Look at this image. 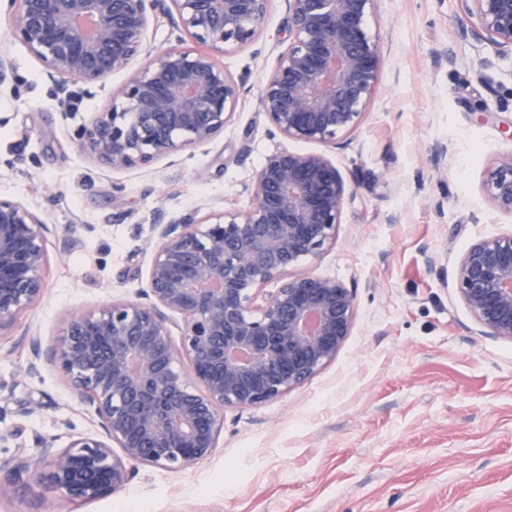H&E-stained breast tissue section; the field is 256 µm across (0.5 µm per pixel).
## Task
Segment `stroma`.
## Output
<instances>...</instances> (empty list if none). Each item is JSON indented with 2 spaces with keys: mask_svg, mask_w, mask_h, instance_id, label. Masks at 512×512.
<instances>
[{
  "mask_svg": "<svg viewBox=\"0 0 512 512\" xmlns=\"http://www.w3.org/2000/svg\"><path fill=\"white\" fill-rule=\"evenodd\" d=\"M469 27L460 0H377L378 82L357 128L330 147L284 138L261 108L290 43L285 0H271L255 40L217 57L244 86L223 133L176 164L112 170L77 132L126 74L88 92L71 84L60 105L0 8V53L12 64L0 86V197L54 227L45 294L0 337V431L15 433L0 462L38 458L43 438L64 446L100 431L55 365L26 373L27 331L47 349L71 314L134 298L153 253L146 217L248 208L256 169L278 149L327 154L343 176L336 237L298 271L355 291L336 357L277 399L225 408L209 457L181 470L133 464L127 485L91 502L35 478L11 487L0 469L10 488L0 512H512V341L481 335L455 288L468 247L512 230L483 190L497 156L512 152V59ZM34 402L43 408L32 414Z\"/></svg>",
  "mask_w": 512,
  "mask_h": 512,
  "instance_id": "1",
  "label": "stroma"
}]
</instances>
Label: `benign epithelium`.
I'll return each instance as SVG.
<instances>
[{
  "label": "benign epithelium",
  "instance_id": "benign-epithelium-1",
  "mask_svg": "<svg viewBox=\"0 0 512 512\" xmlns=\"http://www.w3.org/2000/svg\"><path fill=\"white\" fill-rule=\"evenodd\" d=\"M8 2L14 35L41 61L63 106L70 83L89 88L127 70L145 51L158 12L208 47L159 51L80 128L84 151L123 169L173 160L224 131L243 87L215 54L251 43L270 0ZM375 2L287 0L293 41L260 97L283 137L334 145L358 126L381 66L367 31ZM463 2L475 18L471 35L511 58L512 0ZM484 192L497 211L512 215V153L498 157ZM251 197L245 211L224 208L200 219L154 211L148 287L133 300L68 319L51 359L93 409L103 435L77 436L61 448L42 443L40 477L51 490L94 501L128 483L130 462L190 466L217 448L221 410L276 399L336 356L352 325L353 289L290 270L334 239L347 197L342 175L323 153L282 148L256 170ZM49 234L27 207L0 198V335L44 294ZM272 283L274 291L255 305ZM456 290L482 334L512 341V231L469 247ZM37 463L18 453L6 466L19 480L36 473Z\"/></svg>",
  "mask_w": 512,
  "mask_h": 512
}]
</instances>
